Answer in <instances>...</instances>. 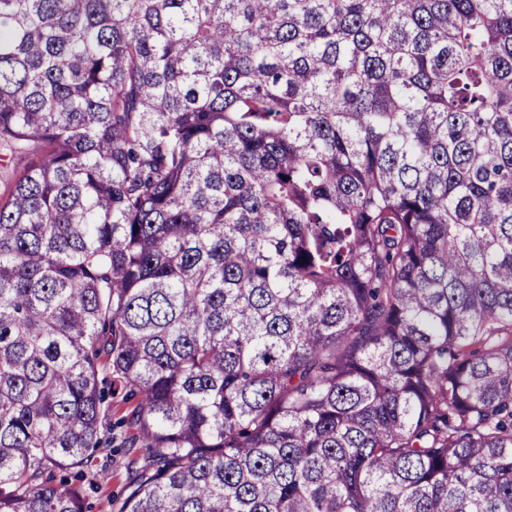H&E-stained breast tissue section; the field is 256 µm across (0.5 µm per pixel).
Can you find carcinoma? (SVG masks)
<instances>
[{"mask_svg": "<svg viewBox=\"0 0 512 512\" xmlns=\"http://www.w3.org/2000/svg\"><path fill=\"white\" fill-rule=\"evenodd\" d=\"M0 167V512H512V0H0ZM127 448H114L112 456H101L98 460L99 469L103 476L101 490H93L84 481L87 489V504L90 512H110L107 504V495L112 494V512H118L125 498L130 492V478L127 473L126 464L129 460Z\"/></svg>", "mask_w": 512, "mask_h": 512, "instance_id": "cac0c4a2", "label": "carcinoma"}]
</instances>
